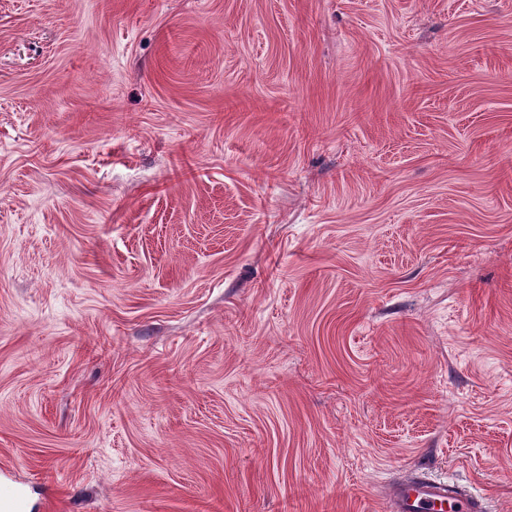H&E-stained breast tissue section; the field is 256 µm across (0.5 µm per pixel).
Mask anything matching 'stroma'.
<instances>
[{
  "label": "stroma",
  "instance_id": "obj_1",
  "mask_svg": "<svg viewBox=\"0 0 512 512\" xmlns=\"http://www.w3.org/2000/svg\"><path fill=\"white\" fill-rule=\"evenodd\" d=\"M512 512V0H0V481L25 512ZM484 512L483 500L465 487L432 478L412 475L398 480L391 487L387 508L389 512Z\"/></svg>",
  "mask_w": 512,
  "mask_h": 512
}]
</instances>
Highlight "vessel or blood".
Masks as SVG:
<instances>
[{
    "mask_svg": "<svg viewBox=\"0 0 512 512\" xmlns=\"http://www.w3.org/2000/svg\"><path fill=\"white\" fill-rule=\"evenodd\" d=\"M389 512H485L482 499L465 487L427 475H412L391 487Z\"/></svg>",
    "mask_w": 512,
    "mask_h": 512,
    "instance_id": "1",
    "label": "vessel or blood"
}]
</instances>
